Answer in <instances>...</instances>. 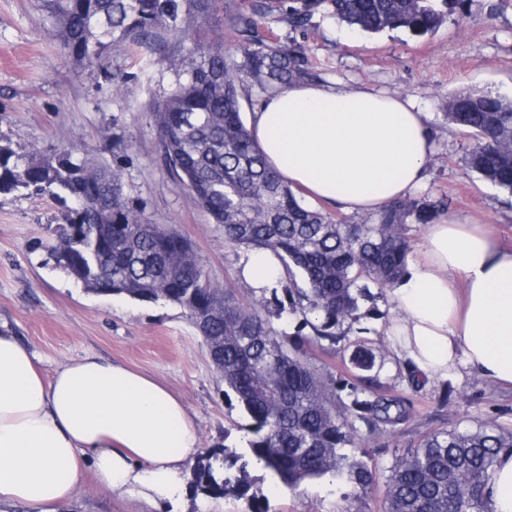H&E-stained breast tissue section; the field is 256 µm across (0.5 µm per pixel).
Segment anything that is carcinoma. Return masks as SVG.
<instances>
[{"instance_id": "carcinoma-1", "label": "carcinoma", "mask_w": 512, "mask_h": 512, "mask_svg": "<svg viewBox=\"0 0 512 512\" xmlns=\"http://www.w3.org/2000/svg\"><path fill=\"white\" fill-rule=\"evenodd\" d=\"M460 0H253L233 22L234 48L224 38L193 41L175 64L173 90L152 108L154 128L176 185L188 191L224 238L246 252L269 250L288 271L283 297L240 300L210 280L202 258L173 229L145 222L123 192L121 168L94 164L67 146L52 155L17 154L0 138V193L70 200L64 223L43 248L55 267L88 290L178 305L195 326L225 385L251 419L242 451L208 450L191 472L207 496L243 498L250 467L281 485L328 477L359 494L379 476L349 448L361 447L360 425L395 426L409 417L407 401L336 378L313 362L307 347L335 346L344 325L361 320L372 299L366 279L384 292L407 271L410 224H429L449 208L440 201H395L362 224L313 209L266 163L242 112L238 86L250 79L264 97L311 81L304 48L266 42L260 19L276 11L305 30L320 10L369 33L434 32ZM68 55L89 65L104 48L127 43L156 52L187 38L184 17L213 27L216 0H41ZM449 120L474 144L467 168L512 193V99L470 92L448 99ZM305 287L300 288L296 277ZM295 323L294 338L274 324ZM350 403L336 405L340 392ZM512 433L491 426L432 431L396 457L384 481V512H486L485 488Z\"/></svg>"}]
</instances>
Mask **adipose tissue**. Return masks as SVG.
Segmentation results:
<instances>
[{"mask_svg": "<svg viewBox=\"0 0 512 512\" xmlns=\"http://www.w3.org/2000/svg\"><path fill=\"white\" fill-rule=\"evenodd\" d=\"M249 128L283 180L346 212L374 213L417 191L432 152L424 112L366 87L296 85L266 98ZM238 274L258 291L284 270L272 252H251ZM390 298L386 335L420 376L462 366L512 386V247L478 224L429 225ZM199 450L184 405L153 377L84 356L47 381L0 330V505L59 512L86 466L112 494L156 505L180 490ZM486 509L512 512L510 451L495 461Z\"/></svg>", "mask_w": 512, "mask_h": 512, "instance_id": "ef3b65f1", "label": "adipose tissue"}]
</instances>
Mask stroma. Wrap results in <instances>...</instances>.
I'll return each mask as SVG.
<instances>
[{
  "mask_svg": "<svg viewBox=\"0 0 512 512\" xmlns=\"http://www.w3.org/2000/svg\"><path fill=\"white\" fill-rule=\"evenodd\" d=\"M264 39L297 41L328 87L365 86L411 100L428 114L433 155L417 197L449 198L448 217L462 224L489 225L497 239L512 244V194L469 171L463 161L472 138L449 122V97L490 91L512 97V0H465L462 15L450 16L435 32L415 36L398 29L376 34L351 30L317 14L308 31L291 29L279 14L259 24ZM188 41L168 40L157 63L140 68L132 48L106 49L98 63L65 56L53 22L39 0H0V137L17 153H54L77 145L82 157L120 165L124 191L152 224L174 228L201 256L210 279L251 290L238 275L241 250L228 245L192 197L178 190L154 130L151 109L175 83L172 63ZM125 72L113 88L106 72ZM65 204L21 192L0 194V326L36 357L44 376L69 360L91 355L117 361L154 377L186 406L202 450L239 448L250 420L212 365L196 329L179 306L88 291L47 263L39 241L52 238ZM365 316L336 351L310 353L333 375L369 377L380 394L411 401L409 418L367 437L365 460L386 475L395 457L439 428L473 430L487 424L512 433V388L466 370L430 383L399 360L385 331L393 316L389 297L361 302ZM371 349L373 370L356 368V347ZM253 500L195 495L185 488L175 512H381L384 485L355 494L329 479L305 481L297 490L274 485L270 475L249 474ZM63 512H156L120 499L83 471L74 499Z\"/></svg>",
  "mask_w": 512,
  "mask_h": 512,
  "instance_id": "stroma-1",
  "label": "stroma"
}]
</instances>
